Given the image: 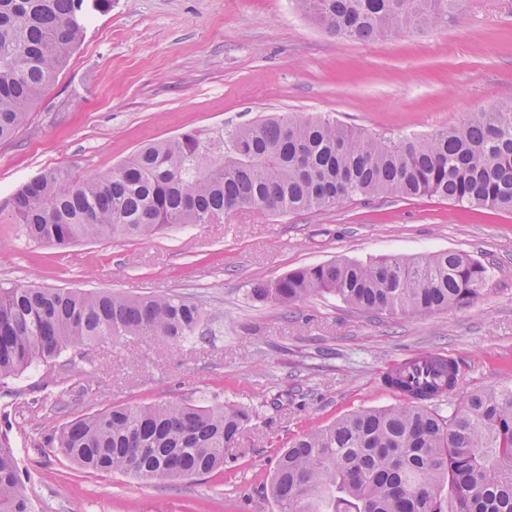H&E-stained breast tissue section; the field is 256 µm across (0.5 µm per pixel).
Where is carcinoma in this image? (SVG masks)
I'll return each instance as SVG.
<instances>
[{
  "label": "carcinoma",
  "instance_id": "1",
  "mask_svg": "<svg viewBox=\"0 0 512 512\" xmlns=\"http://www.w3.org/2000/svg\"><path fill=\"white\" fill-rule=\"evenodd\" d=\"M342 40L403 36L448 19L456 0H294ZM112 0H0V142L28 123ZM437 197L512 210V105L466 114L421 138L386 141L314 117L269 115L203 136L183 131L142 145L112 169L74 180L46 168L10 199L11 223L66 248L115 237L148 240L174 225L215 224L237 208L325 211L354 198ZM485 267L444 251L369 263L307 266L252 284L262 302L327 292L367 313L409 318L472 303ZM202 307L175 295L0 286V383L35 363L72 367L63 352L112 336L177 342ZM454 360L415 357L386 376L403 405L366 409L293 440L266 490L278 512H512V384L469 394L448 417L432 400L456 387ZM252 412L235 405L112 406L59 428L71 463L149 483L224 471ZM0 512H30L15 450L0 435Z\"/></svg>",
  "mask_w": 512,
  "mask_h": 512
}]
</instances>
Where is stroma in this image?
Segmentation results:
<instances>
[{
  "label": "stroma",
  "mask_w": 512,
  "mask_h": 512,
  "mask_svg": "<svg viewBox=\"0 0 512 512\" xmlns=\"http://www.w3.org/2000/svg\"><path fill=\"white\" fill-rule=\"evenodd\" d=\"M510 102L512 0H461L441 25L375 41L336 39L292 0H112L29 122L0 142V282L179 294L205 318L168 346L109 338L65 352L68 393L43 364L0 387V430L33 512H277L262 486L280 452L345 415L399 405L384 382L396 364L424 353L455 361L457 387L432 403L443 416L471 391L512 383V211L378 196L322 213L244 208L147 242L56 249L12 223L18 187L50 167L90 177L145 141L272 112L399 140ZM443 251L480 262L484 289L424 317L367 314L324 292L290 305L250 294L310 265ZM164 401L253 409L223 473L144 486L82 470L48 443L67 419Z\"/></svg>",
  "instance_id": "stroma-1"
}]
</instances>
